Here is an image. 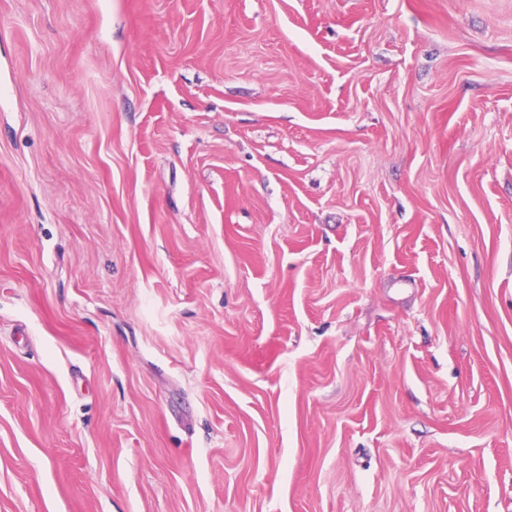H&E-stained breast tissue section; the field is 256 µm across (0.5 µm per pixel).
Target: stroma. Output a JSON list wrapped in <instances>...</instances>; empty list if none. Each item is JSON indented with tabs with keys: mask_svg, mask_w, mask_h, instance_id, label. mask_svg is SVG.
Returning <instances> with one entry per match:
<instances>
[{
	"mask_svg": "<svg viewBox=\"0 0 512 512\" xmlns=\"http://www.w3.org/2000/svg\"><path fill=\"white\" fill-rule=\"evenodd\" d=\"M0 512H512V0H0Z\"/></svg>",
	"mask_w": 512,
	"mask_h": 512,
	"instance_id": "1",
	"label": "stroma"
}]
</instances>
